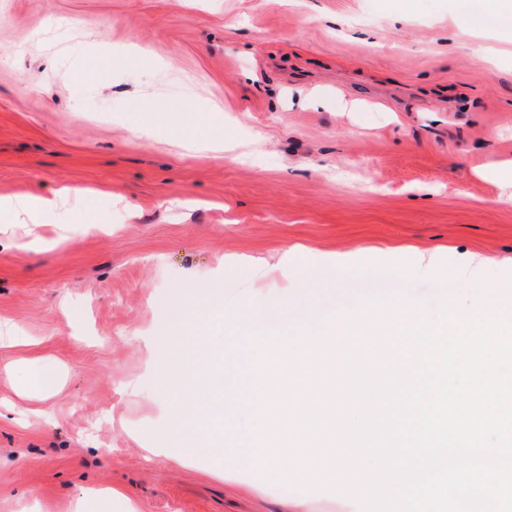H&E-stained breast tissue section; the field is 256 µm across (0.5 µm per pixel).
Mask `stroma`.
<instances>
[{
  "label": "stroma",
  "mask_w": 512,
  "mask_h": 512,
  "mask_svg": "<svg viewBox=\"0 0 512 512\" xmlns=\"http://www.w3.org/2000/svg\"><path fill=\"white\" fill-rule=\"evenodd\" d=\"M146 100L191 106L223 147L151 127ZM504 161L512 36L477 0H0V199L100 191L62 203L75 224L0 223V323L25 340L0 347V512H98L105 486L112 512H293L302 488L264 471L151 454L167 311L216 282L229 311L291 292L336 254L366 273L308 299L327 320L361 297L471 302L391 274L418 251L499 258L500 291ZM32 360L61 375L50 397L18 382Z\"/></svg>",
  "instance_id": "1"
}]
</instances>
